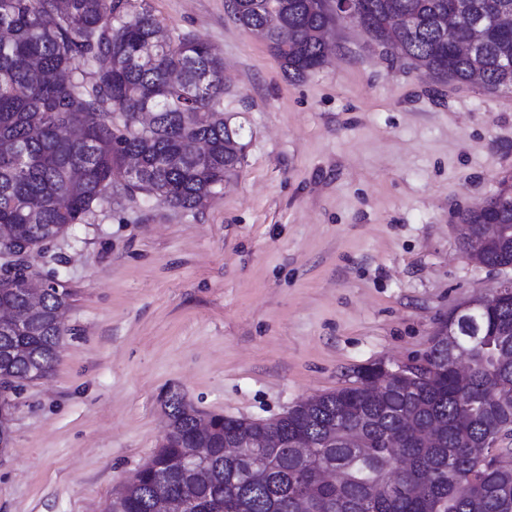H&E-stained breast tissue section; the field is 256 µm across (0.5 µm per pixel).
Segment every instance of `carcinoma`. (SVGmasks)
<instances>
[{
  "label": "carcinoma",
  "instance_id": "carcinoma-1",
  "mask_svg": "<svg viewBox=\"0 0 512 512\" xmlns=\"http://www.w3.org/2000/svg\"><path fill=\"white\" fill-rule=\"evenodd\" d=\"M246 2L230 11L265 42L288 78L319 65L323 35L345 18L331 0H288V34L281 37L280 0ZM450 0H360L353 24L377 45L399 47L401 59L442 83L478 94L512 93V0H468L469 18L450 26ZM143 0H0V250L31 246L29 257L66 235L104 203L145 195L196 209L238 167L224 162V58L190 34L161 41ZM153 113L144 126L137 113ZM209 146L204 158L182 149L185 137ZM141 168L127 173L128 159ZM461 216L471 224L512 225V180ZM509 248L495 239L471 261L493 267ZM37 291L40 307L23 329L0 325V455L13 444V396L24 381L49 374L63 328L55 324L71 292L37 272L0 278V302L25 306ZM478 339L456 349L430 348L406 381L371 400L352 385L288 409L284 447L260 448L267 464L252 479L224 456V435L249 434L243 419L209 416L178 392L163 412L171 433L136 470L104 512H152L158 482L191 512H296L302 499L318 512H512V450L484 448L512 434V296L483 313ZM469 379L458 386L455 367ZM362 422L356 443L345 431ZM313 445L305 460L285 447L295 430ZM438 431L434 445L424 435ZM404 441L400 454L389 438Z\"/></svg>",
  "mask_w": 512,
  "mask_h": 512
}]
</instances>
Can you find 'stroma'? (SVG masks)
I'll return each instance as SVG.
<instances>
[{
    "label": "stroma",
    "instance_id": "obj_1",
    "mask_svg": "<svg viewBox=\"0 0 512 512\" xmlns=\"http://www.w3.org/2000/svg\"><path fill=\"white\" fill-rule=\"evenodd\" d=\"M148 3L223 56L245 161L197 209L107 204L35 258L72 301L51 374L15 400L0 512H102L157 450L166 390L271 419L420 360L451 309L512 278L456 232L512 178V93L438 83L348 22L294 81L227 0Z\"/></svg>",
    "mask_w": 512,
    "mask_h": 512
}]
</instances>
